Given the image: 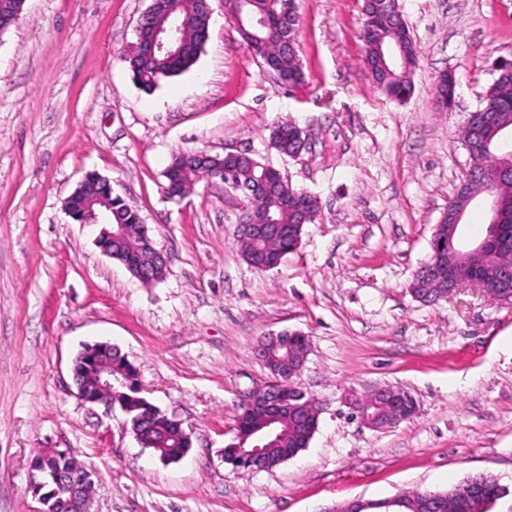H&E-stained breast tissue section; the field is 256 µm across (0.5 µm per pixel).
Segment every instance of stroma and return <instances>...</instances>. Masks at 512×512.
I'll return each mask as SVG.
<instances>
[{"label": "stroma", "mask_w": 512, "mask_h": 512, "mask_svg": "<svg viewBox=\"0 0 512 512\" xmlns=\"http://www.w3.org/2000/svg\"><path fill=\"white\" fill-rule=\"evenodd\" d=\"M150 3L26 0L0 35V512H39L29 462L43 448L97 472L92 512H331L476 474L512 489V303L410 292L473 164L467 116L496 60H512V0H400L418 55L402 102L365 64L363 0H297V88L264 71L210 0L196 63L144 92L123 56ZM445 71L457 82L447 110ZM286 121L309 135L300 158L269 144ZM179 149L246 150L314 194L296 250L251 267L236 241L242 202L223 184L169 198ZM89 171L139 211L166 259L161 281L133 276L67 215ZM284 330L310 341L298 383L317 430L273 470H233L222 449L270 379L258 343ZM94 342L118 347L143 396L181 420L186 457L161 462L120 409L78 398L72 361ZM381 386L410 393L417 414L387 429L355 418L350 401Z\"/></svg>", "instance_id": "obj_1"}]
</instances>
